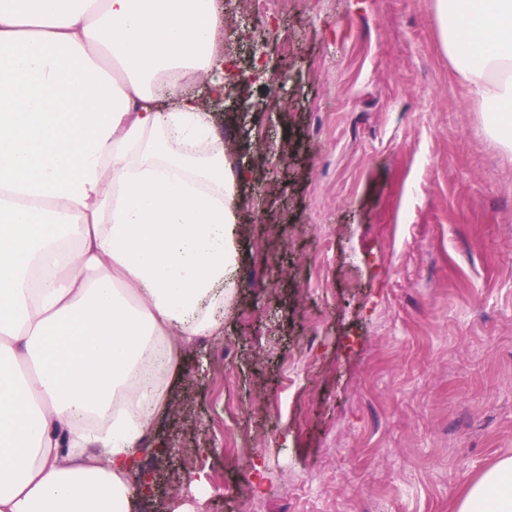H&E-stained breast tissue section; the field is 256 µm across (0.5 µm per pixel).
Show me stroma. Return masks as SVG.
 I'll return each instance as SVG.
<instances>
[{"label":"stroma","mask_w":512,"mask_h":512,"mask_svg":"<svg viewBox=\"0 0 512 512\" xmlns=\"http://www.w3.org/2000/svg\"><path fill=\"white\" fill-rule=\"evenodd\" d=\"M435 0H228L236 295L130 512H453L512 456V155ZM289 67L285 89L267 81Z\"/></svg>","instance_id":"obj_1"}]
</instances>
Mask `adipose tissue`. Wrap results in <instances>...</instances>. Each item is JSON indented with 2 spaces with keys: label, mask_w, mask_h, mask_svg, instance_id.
<instances>
[{
  "label": "adipose tissue",
  "mask_w": 512,
  "mask_h": 512,
  "mask_svg": "<svg viewBox=\"0 0 512 512\" xmlns=\"http://www.w3.org/2000/svg\"><path fill=\"white\" fill-rule=\"evenodd\" d=\"M435 11L512 154V0ZM217 30V0H0V512L128 507L184 352L224 332L236 179L188 91L224 94ZM455 512H512V456Z\"/></svg>",
  "instance_id": "adipose-tissue-1"
}]
</instances>
